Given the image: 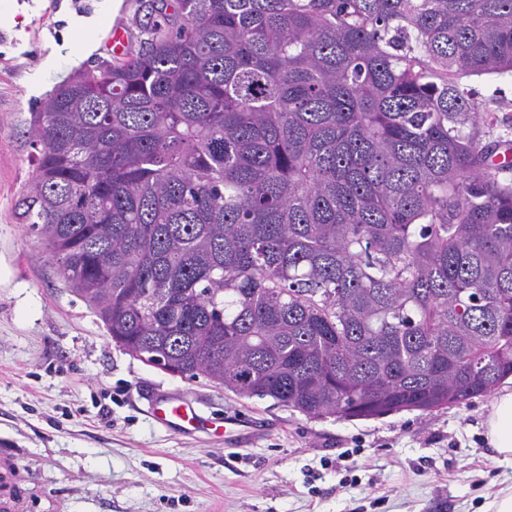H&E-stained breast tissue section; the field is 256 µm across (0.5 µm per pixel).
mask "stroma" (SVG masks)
<instances>
[{
  "mask_svg": "<svg viewBox=\"0 0 512 512\" xmlns=\"http://www.w3.org/2000/svg\"><path fill=\"white\" fill-rule=\"evenodd\" d=\"M102 0H0V492L24 512H481L512 486L483 437L491 396L430 412L320 420L172 376L117 346L14 203L35 170L32 112L79 69L110 58L109 28L72 64ZM157 0H124L115 25L138 52ZM60 55L48 71L50 52ZM512 126V76L473 77ZM178 394L233 416L242 436H183L148 416Z\"/></svg>",
  "mask_w": 512,
  "mask_h": 512,
  "instance_id": "1",
  "label": "stroma"
}]
</instances>
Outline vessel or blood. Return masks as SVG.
<instances>
[{"mask_svg":"<svg viewBox=\"0 0 512 512\" xmlns=\"http://www.w3.org/2000/svg\"><path fill=\"white\" fill-rule=\"evenodd\" d=\"M149 414L159 426L181 435L204 432L218 438H229L238 433L236 419L229 416L220 420L207 419L192 403L174 396L151 397Z\"/></svg>","mask_w":512,"mask_h":512,"instance_id":"vessel-or-blood-1","label":"vessel or blood"}]
</instances>
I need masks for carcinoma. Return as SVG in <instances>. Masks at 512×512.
<instances>
[{
  "label": "carcinoma",
  "instance_id": "carcinoma-1",
  "mask_svg": "<svg viewBox=\"0 0 512 512\" xmlns=\"http://www.w3.org/2000/svg\"><path fill=\"white\" fill-rule=\"evenodd\" d=\"M31 113L15 202L112 340L309 417L512 376V0H176ZM468 82L477 90L478 102L497 109L501 124L512 126V76L472 77Z\"/></svg>",
  "mask_w": 512,
  "mask_h": 512
}]
</instances>
